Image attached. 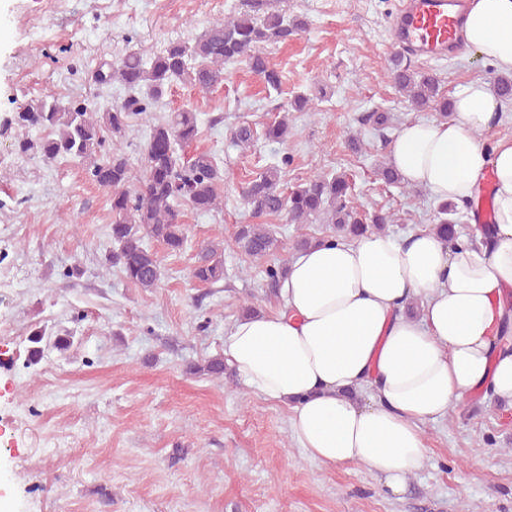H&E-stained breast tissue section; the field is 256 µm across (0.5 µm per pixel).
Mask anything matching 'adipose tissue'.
Masks as SVG:
<instances>
[{
	"label": "adipose tissue",
	"instance_id": "adipose-tissue-1",
	"mask_svg": "<svg viewBox=\"0 0 512 512\" xmlns=\"http://www.w3.org/2000/svg\"><path fill=\"white\" fill-rule=\"evenodd\" d=\"M463 36L512 74V0H469ZM498 107L486 82H470L448 120L405 122L388 152L406 184L441 203L469 202L493 176V247L429 229L331 236L294 254L277 312L237 319L224 336L226 362L290 407L310 458L364 465L396 497L426 458L424 424L469 393L512 403V138H480Z\"/></svg>",
	"mask_w": 512,
	"mask_h": 512
}]
</instances>
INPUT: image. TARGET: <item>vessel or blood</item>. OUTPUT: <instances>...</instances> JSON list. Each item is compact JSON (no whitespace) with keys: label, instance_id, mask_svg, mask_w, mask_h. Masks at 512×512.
Returning a JSON list of instances; mask_svg holds the SVG:
<instances>
[{"label":"vessel or blood","instance_id":"1","mask_svg":"<svg viewBox=\"0 0 512 512\" xmlns=\"http://www.w3.org/2000/svg\"><path fill=\"white\" fill-rule=\"evenodd\" d=\"M462 25V12L449 9L448 0H402L391 39L413 55L433 57L447 51Z\"/></svg>","mask_w":512,"mask_h":512}]
</instances>
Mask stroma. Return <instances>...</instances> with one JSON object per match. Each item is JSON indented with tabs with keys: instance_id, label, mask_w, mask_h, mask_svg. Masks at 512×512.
<instances>
[{
	"instance_id": "stroma-1",
	"label": "stroma",
	"mask_w": 512,
	"mask_h": 512,
	"mask_svg": "<svg viewBox=\"0 0 512 512\" xmlns=\"http://www.w3.org/2000/svg\"><path fill=\"white\" fill-rule=\"evenodd\" d=\"M397 0H269L273 11L305 19L299 38L270 47L282 77L266 88L245 63L225 65L224 82L207 92L173 86L157 116L183 107L199 114V148L224 162L222 208L185 212L188 245L171 254L157 241L163 268L158 287L144 291L107 269L112 211L109 193L84 165L63 159L47 167L17 158L0 136V421L15 422L0 443V512H512V405L474 394L448 418L424 427L423 467L397 498L382 492L360 464L325 466L298 448L290 408L266 402L243 386L232 367L223 380L189 374L221 355L224 330L244 306L276 312L268 262L291 259L298 238L321 237L325 224L264 217L278 239L271 261L249 262L225 250L224 280L207 287L192 269L201 243L232 239L252 223L241 191L269 165L289 157L288 186L321 172H344L353 204L370 214L388 210L389 234L402 238L435 224L438 208L426 190L387 185L377 167L388 143L363 114L390 113L394 125L437 112L413 109L393 86L396 51L389 37ZM241 0H0V120L47 92L85 99L99 89L88 73L128 46L149 53L187 41L231 17ZM436 74L446 96L498 72L463 48L441 60L411 58ZM304 93L310 108L290 103ZM224 121L211 126L210 119ZM287 118L285 142L257 140L247 150L230 132ZM358 134L362 152L347 138ZM79 264V278L64 269ZM67 329V356L46 352L29 364L30 335Z\"/></svg>"
}]
</instances>
